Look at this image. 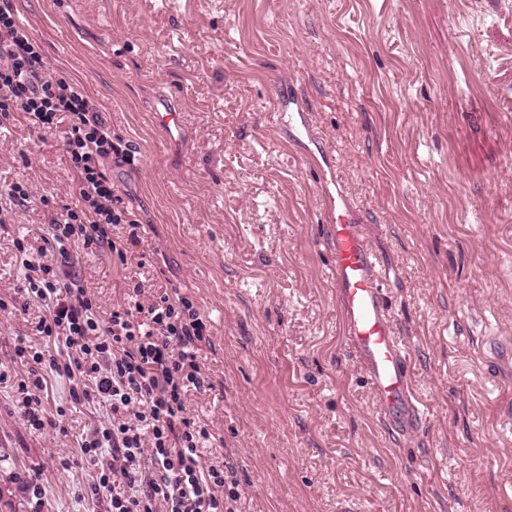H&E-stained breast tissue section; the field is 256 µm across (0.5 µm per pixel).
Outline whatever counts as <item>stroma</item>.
<instances>
[{"label":"stroma","mask_w":512,"mask_h":512,"mask_svg":"<svg viewBox=\"0 0 512 512\" xmlns=\"http://www.w3.org/2000/svg\"><path fill=\"white\" fill-rule=\"evenodd\" d=\"M17 20L107 112L137 167L112 166L144 242L114 266L80 255L102 312L128 282L171 287L208 320L212 387L186 406L233 465L242 512H512V0H15ZM294 91L379 256L422 429L386 430L345 343L318 173L269 115ZM183 114L166 132L164 102ZM61 133L0 130V187L48 206L0 227V298L71 202ZM37 303L0 311V365L43 340ZM61 429L30 432L0 385V512H94L77 438L102 411L48 376ZM40 471L24 498L16 476Z\"/></svg>","instance_id":"obj_1"}]
</instances>
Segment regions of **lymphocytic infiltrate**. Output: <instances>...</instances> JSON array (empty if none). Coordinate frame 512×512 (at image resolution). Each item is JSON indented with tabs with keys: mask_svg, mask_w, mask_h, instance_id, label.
<instances>
[{
	"mask_svg": "<svg viewBox=\"0 0 512 512\" xmlns=\"http://www.w3.org/2000/svg\"><path fill=\"white\" fill-rule=\"evenodd\" d=\"M18 112L33 130L61 131L76 198L51 219L39 259L22 261L17 292L43 307L35 332L53 343L49 351L22 339L14 346L16 361L46 370L16 385L23 424L36 433L59 426L64 409L48 413L42 393L46 374L65 378L71 402L111 412L79 444L99 473L92 492L108 496L110 512H240L232 467L202 463L199 445L211 434L185 405L189 390L210 385L199 360L203 314L176 288L142 302L143 284L132 283L104 317L73 272L75 247L123 265L142 244L134 208L103 167L106 158L130 164L135 155L79 84L49 70L12 0H0V127ZM121 224L125 235H114Z\"/></svg>",
	"mask_w": 512,
	"mask_h": 512,
	"instance_id": "obj_1",
	"label": "lymphocytic infiltrate"
}]
</instances>
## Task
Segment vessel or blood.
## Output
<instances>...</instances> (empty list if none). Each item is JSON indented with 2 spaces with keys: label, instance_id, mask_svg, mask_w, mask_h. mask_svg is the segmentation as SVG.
Segmentation results:
<instances>
[{
  "label": "vessel or blood",
  "instance_id": "b4317fda",
  "mask_svg": "<svg viewBox=\"0 0 512 512\" xmlns=\"http://www.w3.org/2000/svg\"><path fill=\"white\" fill-rule=\"evenodd\" d=\"M270 119L274 125H287L288 137L296 145L319 138L295 99L282 101ZM320 158L324 175L317 190L330 218L325 226L331 253L328 279L335 290L344 337L374 393L381 421L392 433L409 437L424 421V405L412 388L407 345L394 331L385 307L380 262L330 171L329 150H322Z\"/></svg>",
  "mask_w": 512,
  "mask_h": 512
}]
</instances>
